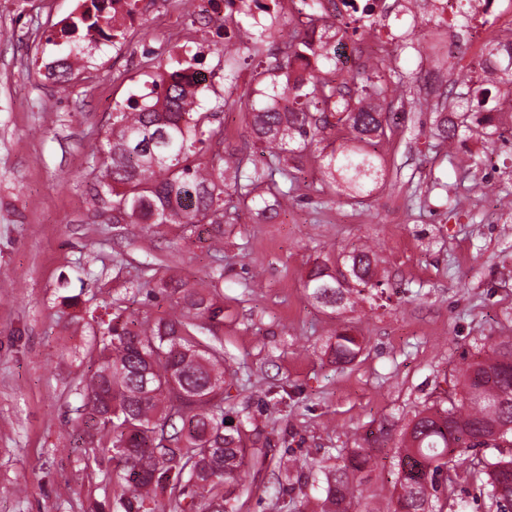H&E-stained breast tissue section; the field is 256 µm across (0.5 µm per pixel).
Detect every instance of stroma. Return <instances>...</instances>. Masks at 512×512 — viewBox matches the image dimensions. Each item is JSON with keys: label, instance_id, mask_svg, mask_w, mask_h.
<instances>
[{"label": "stroma", "instance_id": "stroma-1", "mask_svg": "<svg viewBox=\"0 0 512 512\" xmlns=\"http://www.w3.org/2000/svg\"><path fill=\"white\" fill-rule=\"evenodd\" d=\"M77 2L0 0V512H112L116 485L64 450L90 313L121 298L135 317L163 316L166 303L139 286L165 274L212 283L224 302L212 332L224 348L225 419H251L249 445L267 454L238 486V512H320V491L279 493L276 460L287 452L323 465L338 449H371L364 492L389 493L408 419L454 397L467 363L512 336V112H494V143L452 149L438 139L436 113L410 104L420 91L468 83L476 59L459 46L447 79L434 78L433 24L404 48L413 17L389 0L395 40L383 67L396 71L405 108L374 147L384 176L371 196L320 192L303 159L287 205L267 214L238 207L200 237L114 224L93 208L89 176L110 104L143 92L161 52L200 53L214 74L202 99L214 104L224 57L209 49L217 22L191 25L174 0L187 44L159 42L148 19L121 48L94 45L69 82H45L42 57L61 53L47 39ZM366 246L385 298L331 309L308 295L315 260ZM343 330L363 350L339 365L331 346Z\"/></svg>", "mask_w": 512, "mask_h": 512}]
</instances>
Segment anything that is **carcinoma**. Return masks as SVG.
I'll use <instances>...</instances> for the list:
<instances>
[{"label":"carcinoma","mask_w":512,"mask_h":512,"mask_svg":"<svg viewBox=\"0 0 512 512\" xmlns=\"http://www.w3.org/2000/svg\"><path fill=\"white\" fill-rule=\"evenodd\" d=\"M290 2L303 17L301 28L289 34L282 58L251 67L245 104L250 140L277 149L278 164L260 168L243 153L230 154L231 163L224 164L213 119L225 102L205 111L187 90L185 78L201 66L198 58L185 67L160 59L163 77L146 100H129L112 113L97 148L99 162L90 171L95 199L109 204L112 223L174 224L192 234L201 224L224 223L235 199L271 211L296 179L288 161L304 155L331 176L328 188L344 184L358 195L370 194L382 162L369 147L391 129L393 80L378 67L360 81L354 74L336 80V46L349 37V22L323 0ZM254 8L278 14L283 0H253L230 17L260 43L243 25ZM63 32L68 54L58 59L59 82L70 80V55L124 35L98 0ZM487 65L500 73L498 105L511 107L512 42L499 46ZM482 103L469 85L451 90L455 120H440L437 136L450 144H463L476 131L488 136L492 118L477 112ZM343 265L349 277L341 280L334 261L307 273L305 288L326 307L336 308L348 294L363 300L382 286L370 250L352 251ZM149 288L150 296L169 303L168 316L139 320L117 298L110 318L93 331L88 376L79 388L82 405L73 419L86 468L110 482L103 460L124 463L115 512H159L163 500L182 497L200 500L201 512H236L233 494L245 467L264 465L267 454L247 446L251 419L225 426L224 350L199 336L203 322L224 321V305L213 292L181 278H161ZM360 351L358 337L336 334V363H350ZM462 378L459 402L422 410L407 423L394 489L366 512H455L449 489L462 467L480 493L499 506L512 503V481L506 478L512 457L479 455L483 448L512 447V337L468 363ZM335 459L309 473L323 491L321 512H355L373 457L366 448H343ZM307 467L295 459L280 464L283 491L293 473Z\"/></svg>","instance_id":"carcinoma-1"}]
</instances>
